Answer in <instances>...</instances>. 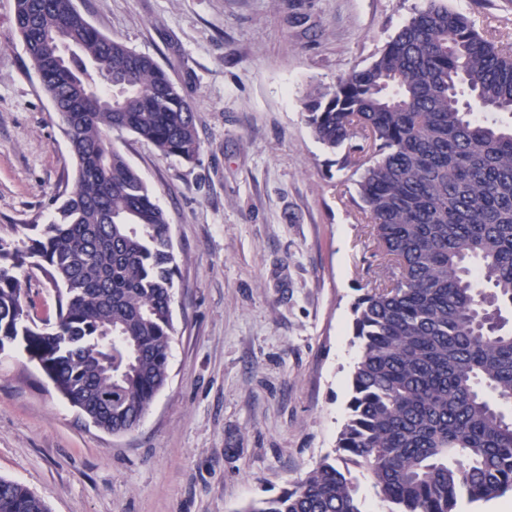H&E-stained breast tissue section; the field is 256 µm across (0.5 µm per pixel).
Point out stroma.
Here are the masks:
<instances>
[{
	"label": "stroma",
	"mask_w": 512,
	"mask_h": 512,
	"mask_svg": "<svg viewBox=\"0 0 512 512\" xmlns=\"http://www.w3.org/2000/svg\"><path fill=\"white\" fill-rule=\"evenodd\" d=\"M0 0V236L45 224L75 164ZM426 0H76L152 57L195 110V162L130 132L116 148L171 225L178 258L167 387L112 435L21 345L0 352V478L50 512H242L327 454L359 356L352 306L385 275L352 169L305 101L369 66ZM512 45V0H448Z\"/></svg>",
	"instance_id": "obj_1"
}]
</instances>
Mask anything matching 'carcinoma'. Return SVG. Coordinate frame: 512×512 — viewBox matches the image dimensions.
I'll list each match as a JSON object with an SVG mask.
<instances>
[{
	"label": "carcinoma",
	"instance_id": "carcinoma-1",
	"mask_svg": "<svg viewBox=\"0 0 512 512\" xmlns=\"http://www.w3.org/2000/svg\"><path fill=\"white\" fill-rule=\"evenodd\" d=\"M76 166L48 224L0 236V352L16 343L97 428H135L169 379L178 264L170 224L112 133L196 159L192 104L156 62L94 27L75 0H15ZM306 122L354 168L391 278L353 305L360 353L333 454L242 512H455L512 492V53L428 0L373 63L307 95ZM55 322L31 312L37 274ZM0 512H50L0 478ZM359 495L364 502L366 512H387L388 505L376 494L370 476L365 471L357 473Z\"/></svg>",
	"mask_w": 512,
	"mask_h": 512
}]
</instances>
